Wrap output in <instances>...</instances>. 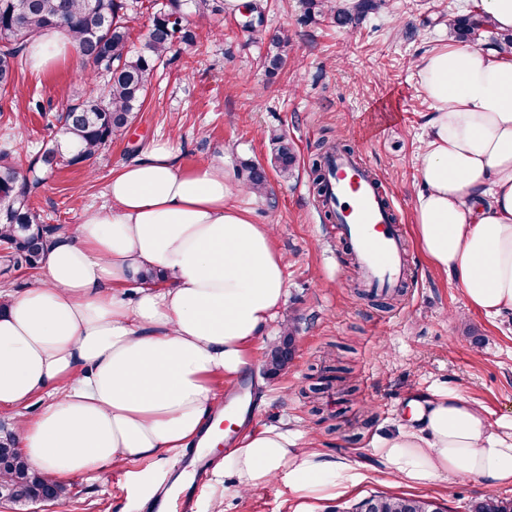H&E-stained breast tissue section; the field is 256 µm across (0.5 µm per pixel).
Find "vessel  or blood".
<instances>
[{
  "label": "vessel or blood",
  "mask_w": 512,
  "mask_h": 512,
  "mask_svg": "<svg viewBox=\"0 0 512 512\" xmlns=\"http://www.w3.org/2000/svg\"><path fill=\"white\" fill-rule=\"evenodd\" d=\"M331 167L326 198L336 213L338 235L356 255L368 287L397 286L406 273V256L388 195L377 189L369 167L360 159L338 154ZM211 464L201 447L182 455L154 496L152 512H196Z\"/></svg>",
  "instance_id": "obj_1"
}]
</instances>
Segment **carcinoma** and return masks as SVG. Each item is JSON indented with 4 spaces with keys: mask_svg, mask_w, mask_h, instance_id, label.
Instances as JSON below:
<instances>
[{
    "mask_svg": "<svg viewBox=\"0 0 512 512\" xmlns=\"http://www.w3.org/2000/svg\"><path fill=\"white\" fill-rule=\"evenodd\" d=\"M383 0H358L350 8L331 0H305L309 16H330L336 26L354 27L360 18L381 8ZM125 0H0V93L16 87V74L27 58V46L37 34L58 30L71 37L85 85L78 96L67 97L57 115V129L37 157L23 168L11 158L9 142L0 147V225L10 227L0 233V256L7 265L38 268L51 229H38L39 216L29 199L41 185L42 173H53L62 166L88 162L120 136L136 119L157 68L170 61L177 43H192L193 33L184 24L188 13L205 15L214 9V0H167L154 13L151 27L140 47L131 46L126 25ZM450 34L461 41L471 40L493 27L484 11L478 9L448 21ZM290 38L284 29L274 34L265 57L266 71L273 73L284 63V48ZM274 141V164L279 175L288 179L298 167L293 146L282 135ZM337 153L350 154L345 144L323 140L310 167L316 194L323 193L326 169ZM245 183L252 191L267 190L265 170L246 167ZM293 354V329L267 354L264 371L276 376L288 368ZM0 457L10 459L0 470V484L13 493L15 503H33L42 498L58 500L67 495L62 483L53 482L34 469L15 446L14 434L4 430ZM365 504L372 512H427L424 499L375 495ZM472 512H512V500L487 496L472 506Z\"/></svg>",
    "mask_w": 512,
    "mask_h": 512,
    "instance_id": "obj_1",
    "label": "carcinoma"
}]
</instances>
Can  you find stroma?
Instances as JSON below:
<instances>
[{"label": "stroma", "instance_id": "obj_1", "mask_svg": "<svg viewBox=\"0 0 512 512\" xmlns=\"http://www.w3.org/2000/svg\"><path fill=\"white\" fill-rule=\"evenodd\" d=\"M263 22L243 28V15L216 11L190 16L193 46L179 45L159 69L135 123L85 167L56 171L31 197L43 223L70 231L85 211L108 205L113 170L143 159L154 144L174 149L176 166L193 170L223 153L232 173L263 166L268 189L239 202L258 224L275 225L274 247L288 259L287 295L264 343L249 349L239 377L218 375L211 386L221 403L237 398L244 429L285 427L329 454L361 463L357 483L327 499H302L286 482L245 497L224 492L223 448L213 451L211 478L198 512H355L373 495L417 496L440 512H469L482 499L475 480L450 476L409 487L385 471L377 441L395 431L415 394L454 388L483 408L498 433L512 430V314L497 318L469 310L461 288L421 253L413 208L422 189L415 155L425 133L429 101L417 64L448 40V19L480 8L481 0H385L357 27L330 18L305 19L303 0H260ZM288 28L283 66L268 73L269 39ZM77 64L24 69L15 93L0 98V137L9 136L16 160L29 163L49 138L48 124L67 91L79 88ZM293 143L301 167L280 179L272 134ZM342 137L382 182L395 208L407 249V293L393 309L358 300L357 267L336 226L326 220L310 187L307 166L321 139ZM295 325L294 355L275 377L264 373L268 346ZM343 361L357 387L343 398L336 387L312 393L324 368ZM179 456L130 460L66 479V497L0 512H150L148 503Z\"/></svg>", "mask_w": 512, "mask_h": 512}]
</instances>
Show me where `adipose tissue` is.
Masks as SVG:
<instances>
[{"label": "adipose tissue", "instance_id": "obj_1", "mask_svg": "<svg viewBox=\"0 0 512 512\" xmlns=\"http://www.w3.org/2000/svg\"><path fill=\"white\" fill-rule=\"evenodd\" d=\"M61 32L35 37L34 71L63 60ZM432 114L416 155L424 186L414 231L428 261L451 274L471 310L512 312V51L456 39L418 64ZM110 205L50 238L35 286L0 297V408L55 395L13 433L27 461L60 482L187 447L207 426L215 375L238 376L286 295L275 227L253 223L246 193L214 155L195 170L168 144L123 165ZM133 284L125 302L119 286ZM411 425L383 438L386 471L410 486L463 473L484 491L512 484V441L456 390L415 402ZM358 461L329 456L291 432L245 435L224 457L239 496L286 478L295 494H340Z\"/></svg>", "mask_w": 512, "mask_h": 512}]
</instances>
